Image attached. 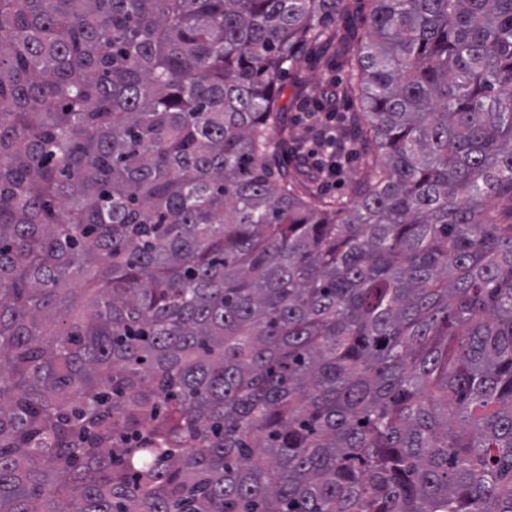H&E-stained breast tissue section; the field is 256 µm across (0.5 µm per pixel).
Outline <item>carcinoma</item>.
Instances as JSON below:
<instances>
[{"label": "carcinoma", "instance_id": "cac0c4a2", "mask_svg": "<svg viewBox=\"0 0 512 512\" xmlns=\"http://www.w3.org/2000/svg\"><path fill=\"white\" fill-rule=\"evenodd\" d=\"M369 2L0 0V512H512V0ZM345 78L343 73L337 75L327 73L319 59L304 60L291 68L284 79L285 95L280 100V105H285V112H288V124H291L299 134L305 126L306 113L299 108V103L292 99L293 93L298 87L320 82L342 83ZM364 172V167L360 161L352 157L343 162V174L336 181H332L327 185V192L332 195H346L349 192L351 181L359 179Z\"/></svg>", "mask_w": 512, "mask_h": 512}]
</instances>
